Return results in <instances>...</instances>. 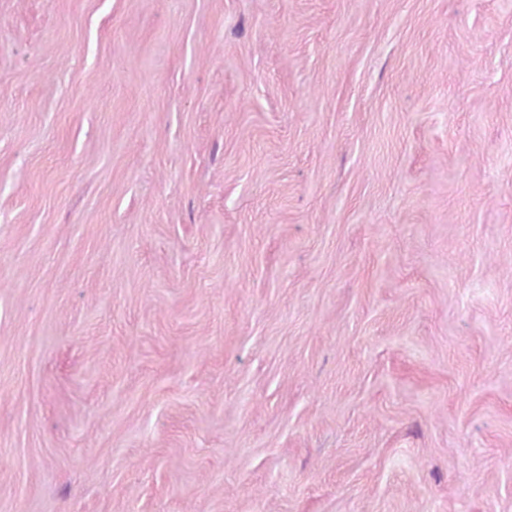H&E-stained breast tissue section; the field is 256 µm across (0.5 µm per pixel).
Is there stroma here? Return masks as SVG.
<instances>
[{
	"mask_svg": "<svg viewBox=\"0 0 512 512\" xmlns=\"http://www.w3.org/2000/svg\"><path fill=\"white\" fill-rule=\"evenodd\" d=\"M0 512H512V0H0Z\"/></svg>",
	"mask_w": 512,
	"mask_h": 512,
	"instance_id": "1",
	"label": "stroma"
}]
</instances>
